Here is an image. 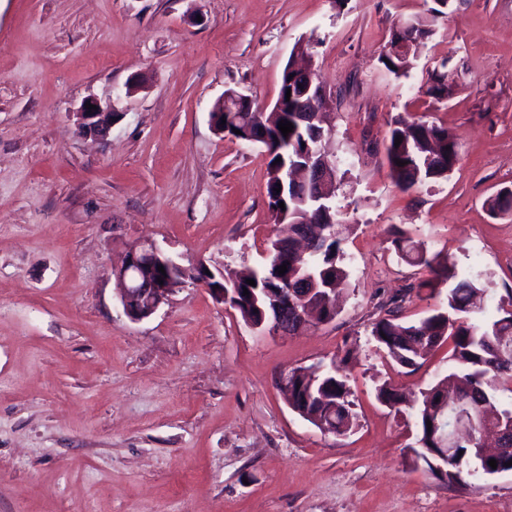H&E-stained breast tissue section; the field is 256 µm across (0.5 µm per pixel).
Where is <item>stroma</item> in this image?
Segmentation results:
<instances>
[{"label":"stroma","instance_id":"35a3bbf8","mask_svg":"<svg viewBox=\"0 0 512 512\" xmlns=\"http://www.w3.org/2000/svg\"><path fill=\"white\" fill-rule=\"evenodd\" d=\"M426 0H0V512H512V474L450 484L416 457V411L377 400L430 388L448 346L415 370L370 329L406 290L404 315L448 290L408 287L404 230L458 271L485 306L512 288V0H456L397 78L379 57ZM335 100L323 116L345 174L349 286L336 318L261 334L185 282L150 318L119 303L112 270L149 239L184 267H262L276 236L261 147L214 133L227 89L272 108L297 44ZM448 94L426 93L442 59ZM143 88L126 93V84ZM111 104L110 132L82 133L83 101ZM400 115L445 127L460 161L402 191L383 144ZM345 362L357 426L321 432L279 378Z\"/></svg>","mask_w":512,"mask_h":512}]
</instances>
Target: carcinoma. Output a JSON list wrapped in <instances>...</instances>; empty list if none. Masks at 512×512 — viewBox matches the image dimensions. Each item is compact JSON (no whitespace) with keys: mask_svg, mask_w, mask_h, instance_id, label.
I'll return each mask as SVG.
<instances>
[{"mask_svg":"<svg viewBox=\"0 0 512 512\" xmlns=\"http://www.w3.org/2000/svg\"><path fill=\"white\" fill-rule=\"evenodd\" d=\"M428 16L414 20L410 36L416 44L427 41L434 32L432 20L450 9L456 0H432ZM448 72L433 71L427 94L440 99L448 91ZM283 116L277 112H236L232 120L226 121L224 134L234 135V130L249 124L252 130L267 131L271 142L262 143L267 153V196L268 208L278 218L284 203L288 209V221H277L278 234L271 242L270 257L273 267L260 269L244 268L239 271H224V288L229 301L243 321L260 322L262 313L257 311L255 297L281 286V281L290 279L305 284L326 295L319 309L312 314L319 322L334 318L331 289L347 284L350 267L347 254L342 247L347 228L336 219V210L331 208L320 212L314 209L305 197L285 189L274 191L279 183L276 176L280 165L279 149L288 148V154L302 163L306 158L304 144L312 141V130L308 126H293L288 136H283L278 124ZM401 144H395L397 137ZM385 156L391 175L404 190L417 184L447 178L460 160L459 147L447 129L423 120L396 117L384 144ZM406 162L399 166L396 160ZM393 245L401 260L415 267H422L429 277L410 286L419 292L435 291L439 286L448 285V303L445 309H436L418 321H408L401 313L398 300L391 301V307L371 323V336L377 346L396 364L405 368H416L429 351L447 341L452 343L451 368L448 375L421 392L422 407L417 412V441L430 443V429L427 422L432 420L430 410L437 400L446 398L455 403L471 401L476 422L489 419L494 422L505 420L512 413L498 404L497 383L506 379L512 382V300L509 306L497 308V315L489 320L477 319L463 312V307L483 297L486 288L478 275L457 270L455 264L438 253H430L414 242L406 232H394ZM286 265L287 271L280 275L278 267ZM255 280L256 286L246 283ZM249 295H243V291ZM292 389L288 397L307 396L304 411L324 424L326 429L337 435H345L357 425L353 403L349 400L350 389L346 377L339 369L327 368L318 374V381L310 384L307 376L297 370L288 373ZM377 399L383 403L401 404L403 394L386 384L376 386ZM479 446L478 439H467L455 448L454 458L448 461L447 472L431 469V473L450 482L461 479L463 473L474 468L473 449Z\"/></svg>","mask_w":512,"mask_h":512,"instance_id":"cac0c4a2","label":"carcinoma"}]
</instances>
